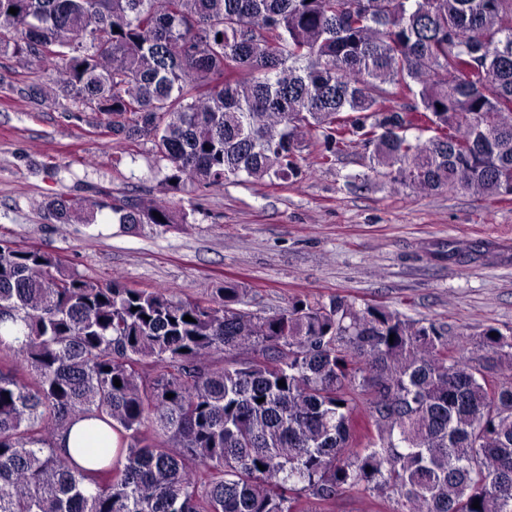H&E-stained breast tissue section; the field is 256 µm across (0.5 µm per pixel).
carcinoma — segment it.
<instances>
[{
    "mask_svg": "<svg viewBox=\"0 0 512 512\" xmlns=\"http://www.w3.org/2000/svg\"><path fill=\"white\" fill-rule=\"evenodd\" d=\"M8 52L151 141L168 192L293 183L358 147L395 192L512 195V0H0ZM42 207L187 223L165 195ZM59 266L0 240V512H318L346 490L512 512V334L485 330L478 368L466 334L384 306L262 315L234 284L189 301ZM76 417L119 434L114 463L58 450Z\"/></svg>",
    "mask_w": 512,
    "mask_h": 512,
    "instance_id": "cac0c4a2",
    "label": "carcinoma"
}]
</instances>
